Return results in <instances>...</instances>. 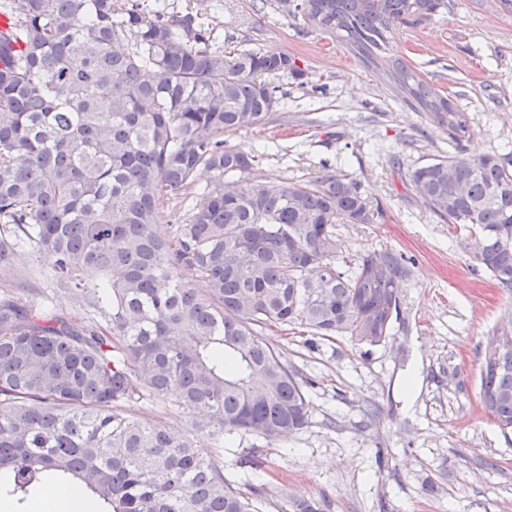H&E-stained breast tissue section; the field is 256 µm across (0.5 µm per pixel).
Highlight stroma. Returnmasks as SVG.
<instances>
[{
  "label": "stroma",
  "instance_id": "stroma-1",
  "mask_svg": "<svg viewBox=\"0 0 512 512\" xmlns=\"http://www.w3.org/2000/svg\"><path fill=\"white\" fill-rule=\"evenodd\" d=\"M169 2L218 23L235 45L288 53L303 71L273 78L279 104L265 123L224 137L262 152L250 179L288 184L329 167L353 180L373 219L337 225V266L390 252L409 272L385 343L358 345L299 325L267 332L310 383L309 424L280 442L225 436V470L241 489L263 487L259 512H287L292 496L326 499L331 512H512V432L480 402L488 336L512 318V288L480 267L475 230L443 223L410 180L439 156L512 150V4L450 0L389 46L467 113L469 135L457 142L403 102L383 73L281 13L275 0ZM50 267L47 256L22 257L23 277L36 284L30 302L65 304L77 324L94 316L88 304L63 299ZM125 415L180 430L193 413L143 399Z\"/></svg>",
  "mask_w": 512,
  "mask_h": 512
}]
</instances>
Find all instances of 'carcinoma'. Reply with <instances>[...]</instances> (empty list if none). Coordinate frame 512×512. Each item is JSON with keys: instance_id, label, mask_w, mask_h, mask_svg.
<instances>
[{"instance_id": "1", "label": "carcinoma", "mask_w": 512, "mask_h": 512, "mask_svg": "<svg viewBox=\"0 0 512 512\" xmlns=\"http://www.w3.org/2000/svg\"><path fill=\"white\" fill-rule=\"evenodd\" d=\"M446 7L291 0L284 13L377 68L397 31ZM0 13L14 18L0 31V274L21 251L47 254L65 297L100 315L77 325L22 288L0 291V500L21 505L51 477L99 512H257L262 490L243 494L198 436L272 442L305 428L307 383L263 331L384 343L405 268L387 252L336 266L335 225L372 221L355 182H249L260 154L224 146L277 105L268 78L300 74L288 54L227 51L217 26L162 0H0ZM385 73L452 138L469 134L467 114L410 66ZM201 168L214 180L198 189ZM410 179L441 221L479 228L478 263L512 288V152L433 158ZM171 199L178 224L163 233ZM492 338L480 396L512 430V324ZM143 397L197 416L176 431L122 414Z\"/></svg>"}]
</instances>
